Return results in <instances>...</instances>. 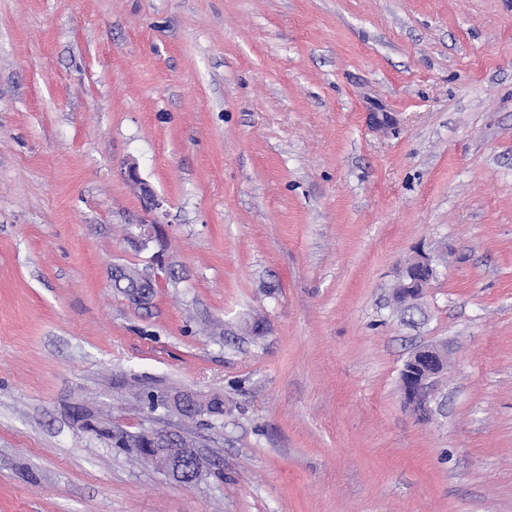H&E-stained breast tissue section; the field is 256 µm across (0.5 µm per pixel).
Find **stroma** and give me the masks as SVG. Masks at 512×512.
<instances>
[{"label":"stroma","instance_id":"obj_1","mask_svg":"<svg viewBox=\"0 0 512 512\" xmlns=\"http://www.w3.org/2000/svg\"><path fill=\"white\" fill-rule=\"evenodd\" d=\"M0 512H512V0H0ZM432 257L423 250L417 252L405 266L402 280L395 289V299L405 309L413 307L423 295V290L434 277ZM447 365V349L432 345L416 349L400 372L405 402L414 410L425 412L435 398L438 378ZM149 401L153 410L159 407L168 413L178 414L183 420H194L202 414H208L216 419L222 417L214 410L212 399L204 401L193 395L190 398H185L167 394L158 396L157 406L155 397H151ZM184 448H180L178 439L171 432H147L136 436L135 447L141 451L143 441H151L157 448L148 459L163 470L171 479L183 484L200 480L207 472L203 458L193 449V443L187 437L181 438ZM149 451L142 450L141 456L147 460ZM147 460V461H148Z\"/></svg>","mask_w":512,"mask_h":512}]
</instances>
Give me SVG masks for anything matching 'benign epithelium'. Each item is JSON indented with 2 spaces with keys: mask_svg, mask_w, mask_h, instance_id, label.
Listing matches in <instances>:
<instances>
[{
  "mask_svg": "<svg viewBox=\"0 0 512 512\" xmlns=\"http://www.w3.org/2000/svg\"><path fill=\"white\" fill-rule=\"evenodd\" d=\"M160 225L154 220L131 225L129 240L146 245L157 238ZM432 257L419 251L405 266L402 280L395 289L396 301L408 309L413 307L423 295V290L434 277ZM447 349L439 346H426L415 350L406 360L400 372V384L405 402L418 412L428 409L435 398L439 376L447 368ZM157 407L168 413H175L184 420H193L202 414L216 419L220 414L214 410L212 400H201L195 396L185 398L177 395L158 397ZM145 441L156 445L150 461L163 470L171 479L183 484L200 480L207 472L203 458L192 448H182L175 435L166 431L148 432L135 438V447Z\"/></svg>",
  "mask_w": 512,
  "mask_h": 512,
  "instance_id": "benign-epithelium-1",
  "label": "benign epithelium"
}]
</instances>
